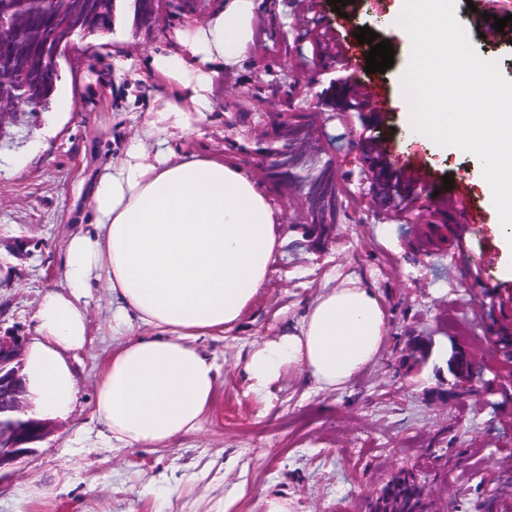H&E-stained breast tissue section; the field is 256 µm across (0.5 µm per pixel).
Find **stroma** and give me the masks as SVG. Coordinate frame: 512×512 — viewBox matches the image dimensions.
Masks as SVG:
<instances>
[{
  "instance_id": "stroma-1",
  "label": "stroma",
  "mask_w": 512,
  "mask_h": 512,
  "mask_svg": "<svg viewBox=\"0 0 512 512\" xmlns=\"http://www.w3.org/2000/svg\"><path fill=\"white\" fill-rule=\"evenodd\" d=\"M300 0H256L255 42L225 72L217 112L199 122L196 145L223 152L256 176L281 213V256L238 327L202 340L221 367L203 428L168 448H113L90 421L100 364L118 342L112 298L96 284L88 307L91 345L80 355V400L35 452L0 476V512H266L269 496L290 512H371L385 484L412 470L434 512H512V249L490 235L498 214L485 199L472 153L408 134L410 106L400 79L411 41L389 16L398 0H348L345 34L369 27L395 55L385 73L366 72L368 44L352 66L313 54L317 34L338 14L301 12ZM212 0H168L156 18L134 22V0H116L112 27L77 39L62 56L50 111L24 117L15 143L0 147V330L30 340L43 293L62 289L65 244L90 221L98 172L122 157L143 112L165 85L147 72L173 27L209 14ZM374 84L392 110L369 113L323 102L325 92ZM306 112L314 142L330 150L336 184L333 231L305 237L292 224L289 194L262 174L254 129L274 112ZM390 143L397 160L431 172L422 206L393 220L375 196L378 175L366 138ZM465 183L485 221L463 226L434 206L444 178ZM466 247L449 249L456 236ZM381 295L389 332L384 347L345 389L321 391L287 368L271 402L256 399L239 364L254 346L299 326L325 289L345 278ZM431 338L433 354L409 360L411 340ZM456 340L475 355L476 377L459 388L445 361Z\"/></svg>"
}]
</instances>
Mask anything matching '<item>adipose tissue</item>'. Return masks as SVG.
I'll list each match as a JSON object with an SVG mask.
<instances>
[{"label":"adipose tissue","instance_id":"adipose-tissue-1","mask_svg":"<svg viewBox=\"0 0 512 512\" xmlns=\"http://www.w3.org/2000/svg\"><path fill=\"white\" fill-rule=\"evenodd\" d=\"M253 8L254 0H216L213 13L174 29L171 48L152 55L149 71L170 95L99 173L94 228L68 238L66 286L47 290L32 316L26 417L64 420L75 411V363L91 341L88 292L100 281L120 341L100 367L93 420L122 448H164L202 427L220 372L197 342L241 322L282 241L278 214L243 168L170 143L192 136L194 115L214 112L225 67L252 40ZM387 332L375 289L331 288L298 328L250 350L241 372L265 399L289 367L333 391L374 360Z\"/></svg>","mask_w":512,"mask_h":512}]
</instances>
